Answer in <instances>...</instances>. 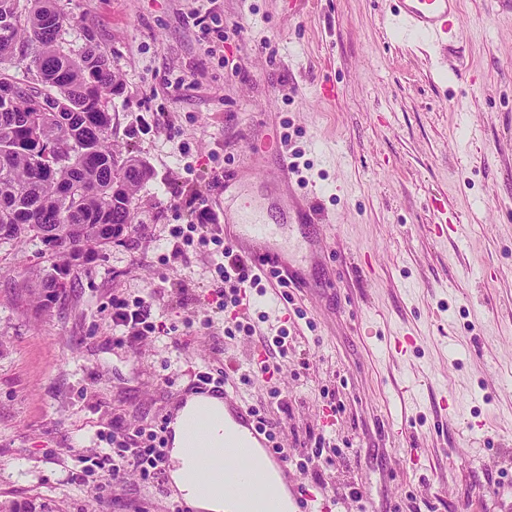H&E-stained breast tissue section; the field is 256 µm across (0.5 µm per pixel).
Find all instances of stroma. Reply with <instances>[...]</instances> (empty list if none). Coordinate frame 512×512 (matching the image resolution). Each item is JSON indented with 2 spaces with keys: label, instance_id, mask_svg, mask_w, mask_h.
<instances>
[{
  "label": "stroma",
  "instance_id": "stroma-1",
  "mask_svg": "<svg viewBox=\"0 0 512 512\" xmlns=\"http://www.w3.org/2000/svg\"><path fill=\"white\" fill-rule=\"evenodd\" d=\"M56 6L65 53L104 51L110 139L152 176L131 230L69 268L60 298L30 291L55 272L39 241L0 242V512H170L135 473L99 501L72 453L112 419H169L205 367L265 408L300 491L323 488L332 512H512V0H459L439 43L389 26L397 0ZM264 131L278 150L249 156ZM273 195L317 221L289 234L288 290L248 291L255 332L229 337L215 245L176 256L170 230ZM436 200L454 233H435ZM147 293L169 335L116 344L113 299ZM283 329L287 358L255 375ZM402 334L414 350L391 353Z\"/></svg>",
  "mask_w": 512,
  "mask_h": 512
}]
</instances>
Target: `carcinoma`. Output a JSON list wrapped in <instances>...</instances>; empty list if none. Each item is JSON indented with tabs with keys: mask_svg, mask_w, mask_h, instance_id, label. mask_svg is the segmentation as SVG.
Returning <instances> with one entry per match:
<instances>
[{
	"mask_svg": "<svg viewBox=\"0 0 512 512\" xmlns=\"http://www.w3.org/2000/svg\"><path fill=\"white\" fill-rule=\"evenodd\" d=\"M68 18L55 0H33L26 16L14 0H0V59L18 51L36 69L33 83L0 75V236L17 243L43 240L63 269L80 266L120 239L135 218V196L148 176L134 155L108 141L107 96L118 90L104 53L88 42L74 56L59 48ZM56 128L52 146L36 147L34 134Z\"/></svg>",
	"mask_w": 512,
	"mask_h": 512,
	"instance_id": "obj_1",
	"label": "carcinoma"
}]
</instances>
